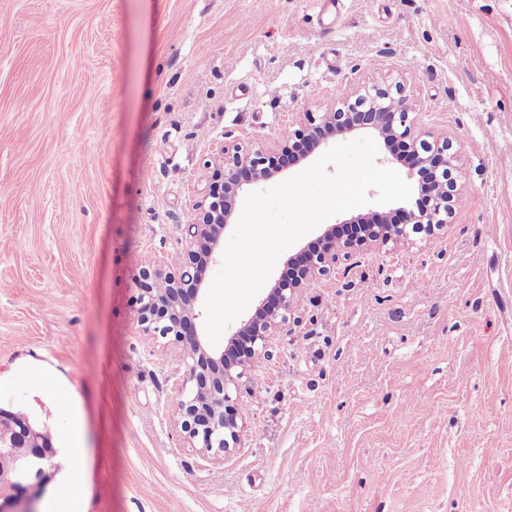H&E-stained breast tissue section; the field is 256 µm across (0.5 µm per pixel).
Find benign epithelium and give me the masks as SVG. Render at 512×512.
Listing matches in <instances>:
<instances>
[{
	"label": "benign epithelium",
	"instance_id": "obj_1",
	"mask_svg": "<svg viewBox=\"0 0 512 512\" xmlns=\"http://www.w3.org/2000/svg\"><path fill=\"white\" fill-rule=\"evenodd\" d=\"M411 111L402 91L365 85L344 94L339 107L330 112L317 117L312 112L303 113L291 140L280 138L254 151L220 148L209 193L192 206L189 245L176 260L178 271H167L165 261H153L132 275L140 291L137 322L143 333L171 336L181 344L184 376L177 407L188 439L198 445L204 457L220 463L241 447L245 422L231 405L232 393L252 367L268 356L272 340L288 323L298 294L329 274L340 261L402 237L400 226L391 223L385 212L352 218L350 223L362 226L354 238H338L336 226L327 228L322 247L299 263L296 280L276 283L258 301L254 312L235 327L229 341L240 340L242 347L230 356L226 350L212 348L199 329L205 288L197 268L224 251V230L233 221L239 197L247 187L297 165L304 158L297 151L301 142L310 143L315 150L330 138L368 133L387 147L407 136ZM419 146L427 153L418 157V162L441 172L443 182L434 189L431 206L406 215L404 223L443 227L454 198L453 184L448 182V138L435 144L421 141ZM36 434L28 420L0 412V512H38L40 492L54 478V450L46 442L30 447Z\"/></svg>",
	"mask_w": 512,
	"mask_h": 512
}]
</instances>
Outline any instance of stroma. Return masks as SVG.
Wrapping results in <instances>:
<instances>
[{
  "instance_id": "stroma-1",
  "label": "stroma",
  "mask_w": 512,
  "mask_h": 512,
  "mask_svg": "<svg viewBox=\"0 0 512 512\" xmlns=\"http://www.w3.org/2000/svg\"><path fill=\"white\" fill-rule=\"evenodd\" d=\"M364 82L448 137L462 204L301 292L210 463L131 275L184 251L216 146ZM1 128L0 407L59 447L37 373L77 396L86 512H512V0H0Z\"/></svg>"
}]
</instances>
